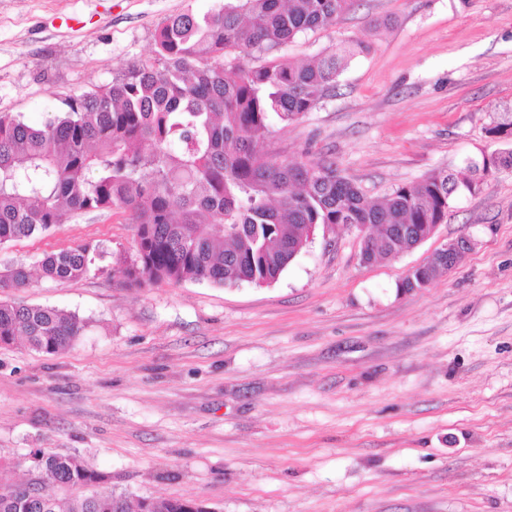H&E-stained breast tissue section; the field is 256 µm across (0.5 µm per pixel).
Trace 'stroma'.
<instances>
[{
  "label": "stroma",
  "mask_w": 512,
  "mask_h": 512,
  "mask_svg": "<svg viewBox=\"0 0 512 512\" xmlns=\"http://www.w3.org/2000/svg\"><path fill=\"white\" fill-rule=\"evenodd\" d=\"M214 0H0V113L45 123L68 96L152 54L168 16ZM360 39L336 88L275 126L278 159L327 158L370 198L512 149L487 130L512 112V0H358L278 50L306 63ZM128 211L70 216L0 248L24 266L9 301L84 323L54 355L0 347V466L72 454L130 501L214 512H512V170L456 196L414 249L363 264L352 227L318 226L266 285L129 287ZM474 247L412 293L399 284L449 240ZM87 245L86 276L37 275L43 253Z\"/></svg>",
  "instance_id": "obj_1"
}]
</instances>
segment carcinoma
<instances>
[{
    "mask_svg": "<svg viewBox=\"0 0 512 512\" xmlns=\"http://www.w3.org/2000/svg\"><path fill=\"white\" fill-rule=\"evenodd\" d=\"M352 5L224 0L204 13L187 9L156 30L150 58L104 88L68 97L45 124L0 113V247L75 212L128 210L138 225L134 255L116 273L138 287L273 283L319 224L368 225L369 262L412 250L430 225L447 221L455 194L481 189L471 165L462 176L437 170L371 201L332 162L262 152L273 121L297 122L317 108L370 46L351 40L310 64L271 51L334 23ZM256 53L258 64L246 62ZM484 164L492 172L512 168V150L493 152ZM91 264L89 246L77 245L44 254L38 269L43 278L70 281ZM27 284L23 266L0 272L1 289ZM83 327L54 307L0 301V345L22 339L55 354ZM33 463L25 482L0 477V512H212L187 498H143L133 510L109 475L73 455L37 448ZM85 487L96 491L64 495Z\"/></svg>",
    "mask_w": 512,
    "mask_h": 512,
    "instance_id": "1",
    "label": "carcinoma"
}]
</instances>
